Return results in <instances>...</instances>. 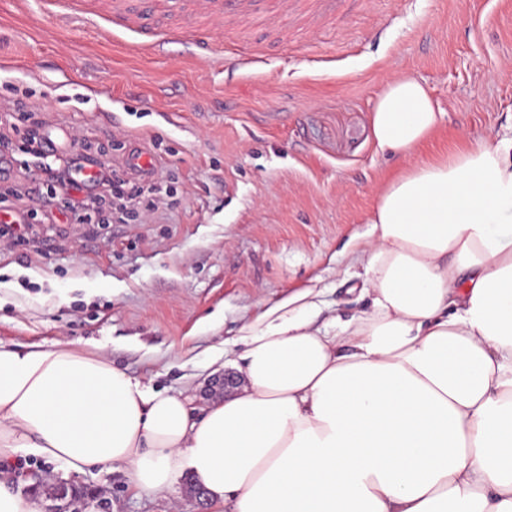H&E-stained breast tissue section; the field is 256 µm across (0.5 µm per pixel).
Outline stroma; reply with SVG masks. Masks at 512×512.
Wrapping results in <instances>:
<instances>
[{
	"label": "stroma",
	"mask_w": 512,
	"mask_h": 512,
	"mask_svg": "<svg viewBox=\"0 0 512 512\" xmlns=\"http://www.w3.org/2000/svg\"><path fill=\"white\" fill-rule=\"evenodd\" d=\"M307 41L259 23L243 43L195 32L133 48V35L0 0V340L97 345L132 377L194 408L223 373L218 352L288 294L320 293L323 325L367 300L342 281V251L367 233L376 191L401 166L381 153L371 109L386 76L407 70L444 119L421 156L505 135L512 113V0H357ZM29 112L13 110L16 102ZM160 203L127 223L110 187L85 189L90 220L46 190L75 165L128 171ZM33 476L72 480L108 512H196L186 487L135 496L125 469L85 473L27 455Z\"/></svg>",
	"instance_id": "35a3bbf8"
}]
</instances>
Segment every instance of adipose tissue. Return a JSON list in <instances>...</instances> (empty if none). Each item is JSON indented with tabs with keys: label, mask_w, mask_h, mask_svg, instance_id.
<instances>
[{
	"label": "adipose tissue",
	"mask_w": 512,
	"mask_h": 512,
	"mask_svg": "<svg viewBox=\"0 0 512 512\" xmlns=\"http://www.w3.org/2000/svg\"><path fill=\"white\" fill-rule=\"evenodd\" d=\"M442 118L406 72L374 99L403 166L350 253L368 311L315 326L309 289L266 308L197 420L102 353L0 341V460L119 464L137 494L189 475L212 512H512V136L416 160Z\"/></svg>",
	"instance_id": "obj_1"
}]
</instances>
